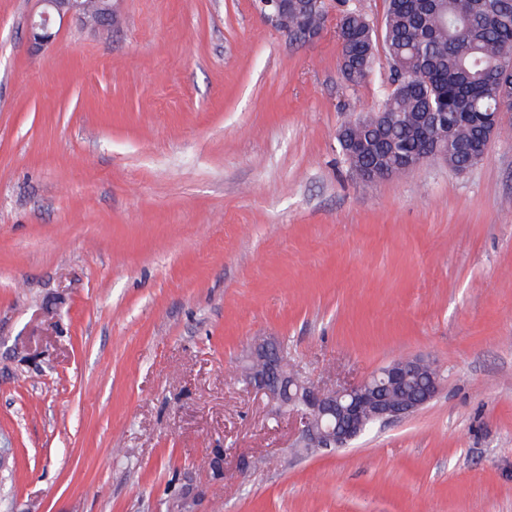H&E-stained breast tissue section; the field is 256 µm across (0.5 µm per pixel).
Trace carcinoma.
<instances>
[{
  "mask_svg": "<svg viewBox=\"0 0 512 512\" xmlns=\"http://www.w3.org/2000/svg\"><path fill=\"white\" fill-rule=\"evenodd\" d=\"M340 71L354 88L374 71L377 36H382L390 91L379 111L401 152L421 150L427 141L448 139V164L464 172L473 166L458 144L468 141L492 112H512V0H387L381 31L343 0L337 18ZM422 112H445L448 121L423 130ZM365 125L351 121L338 139L343 156L360 170L390 169L394 154Z\"/></svg>",
  "mask_w": 512,
  "mask_h": 512,
  "instance_id": "cac0c4a2",
  "label": "carcinoma"
}]
</instances>
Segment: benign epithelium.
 Here are the masks:
<instances>
[{
	"label": "benign epithelium",
	"mask_w": 512,
	"mask_h": 512,
	"mask_svg": "<svg viewBox=\"0 0 512 512\" xmlns=\"http://www.w3.org/2000/svg\"><path fill=\"white\" fill-rule=\"evenodd\" d=\"M266 20L291 35L302 20L288 9V0H258ZM42 11L30 20L36 45L52 38L55 19L111 25L112 0H94L90 16L87 0H40ZM448 159V143L435 142L427 154L409 159L408 171L434 159ZM248 388L266 395L295 418L297 445L333 451L345 448L367 430L368 424L406 419L438 394L440 381L434 363L421 357H399L363 380L346 386L322 387L306 380L283 359L281 345L271 337L256 339L241 370Z\"/></svg>",
	"instance_id": "benign-epithelium-1"
}]
</instances>
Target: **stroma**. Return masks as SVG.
Wrapping results in <instances>:
<instances>
[{
    "instance_id": "stroma-1",
    "label": "stroma",
    "mask_w": 512,
    "mask_h": 512,
    "mask_svg": "<svg viewBox=\"0 0 512 512\" xmlns=\"http://www.w3.org/2000/svg\"><path fill=\"white\" fill-rule=\"evenodd\" d=\"M35 48L0 0V512H512V119L465 173L367 182L346 87L255 0H112ZM275 337L311 383L434 362L437 396L302 455L238 366ZM224 451V479L204 460Z\"/></svg>"
}]
</instances>
